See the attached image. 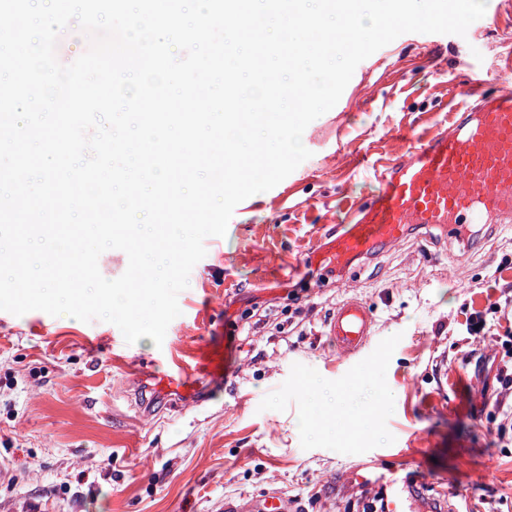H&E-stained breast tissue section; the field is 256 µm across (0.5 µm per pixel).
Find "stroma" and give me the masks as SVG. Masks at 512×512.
<instances>
[{
  "instance_id": "obj_1",
  "label": "stroma",
  "mask_w": 512,
  "mask_h": 512,
  "mask_svg": "<svg viewBox=\"0 0 512 512\" xmlns=\"http://www.w3.org/2000/svg\"><path fill=\"white\" fill-rule=\"evenodd\" d=\"M511 81L512 0H488L465 36L405 33L362 61L307 126L310 158L205 239L162 345L0 311V512H224L273 489L298 512H364V494L336 485L361 462L375 480L419 477L458 512H512V432L497 434V403L512 399V228L414 226L345 269L311 259L377 191L375 167L407 158L464 92ZM349 297L375 334L344 357L324 322ZM254 305L265 320L249 327ZM215 348L218 381L199 371ZM176 362L202 404L177 406L162 385Z\"/></svg>"
}]
</instances>
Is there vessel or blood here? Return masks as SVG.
<instances>
[{
  "label": "vessel or blood",
  "instance_id": "b4317fda",
  "mask_svg": "<svg viewBox=\"0 0 512 512\" xmlns=\"http://www.w3.org/2000/svg\"><path fill=\"white\" fill-rule=\"evenodd\" d=\"M382 189L357 206L345 229L333 230L330 255L339 265L401 240L411 225L452 229L461 224L512 223V93L497 91L478 105L462 104L448 128L419 140L411 156L387 163ZM375 320L356 298L336 305L326 334L344 355L356 354L373 335ZM386 512H430L427 503L396 488ZM226 512H295L279 491L258 502H225Z\"/></svg>",
  "mask_w": 512,
  "mask_h": 512
}]
</instances>
